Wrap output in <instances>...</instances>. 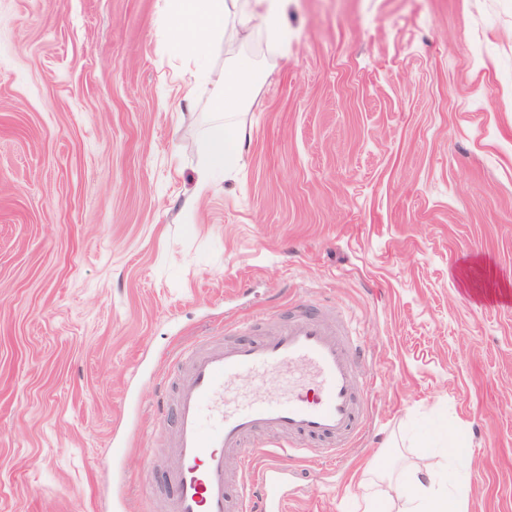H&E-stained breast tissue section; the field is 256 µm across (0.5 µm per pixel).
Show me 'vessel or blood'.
<instances>
[{
    "mask_svg": "<svg viewBox=\"0 0 512 512\" xmlns=\"http://www.w3.org/2000/svg\"><path fill=\"white\" fill-rule=\"evenodd\" d=\"M171 375V422L178 466L167 478L160 512H284V474L274 465L254 467L258 438L284 447L320 445L327 459L363 435L367 411L362 396L370 378L355 336L320 313L297 312L262 336H209L177 353ZM300 365L312 392L251 397L235 382L266 377ZM240 461L239 498L228 493L230 457Z\"/></svg>",
    "mask_w": 512,
    "mask_h": 512,
    "instance_id": "b4317fda",
    "label": "vessel or blood"
}]
</instances>
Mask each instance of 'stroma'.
I'll return each mask as SVG.
<instances>
[{
	"mask_svg": "<svg viewBox=\"0 0 512 512\" xmlns=\"http://www.w3.org/2000/svg\"><path fill=\"white\" fill-rule=\"evenodd\" d=\"M248 62L238 160L197 193L223 88L166 0H0V512H154L178 460L173 356L256 310L341 320L371 430L276 457L288 512H355L364 477L458 424L467 512H512V0H292ZM485 265L495 287H464ZM124 455L112 453L124 435Z\"/></svg>",
	"mask_w": 512,
	"mask_h": 512,
	"instance_id": "35a3bbf8",
	"label": "stroma"
}]
</instances>
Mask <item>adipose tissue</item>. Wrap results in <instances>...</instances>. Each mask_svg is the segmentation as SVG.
Masks as SVG:
<instances>
[{"label":"adipose tissue","mask_w":512,"mask_h":512,"mask_svg":"<svg viewBox=\"0 0 512 512\" xmlns=\"http://www.w3.org/2000/svg\"><path fill=\"white\" fill-rule=\"evenodd\" d=\"M290 0H169L179 37L177 52L193 62L198 81L212 79L202 63L224 44L247 41L261 33L274 50L286 48L291 33L285 23ZM250 83V70L241 66L225 71L222 81L224 112L228 119L211 126L205 143L207 166L199 191H207L212 173L240 152L242 131L230 121ZM360 512H466L469 487L441 483L434 468L421 460H407L366 480Z\"/></svg>","instance_id":"1"}]
</instances>
